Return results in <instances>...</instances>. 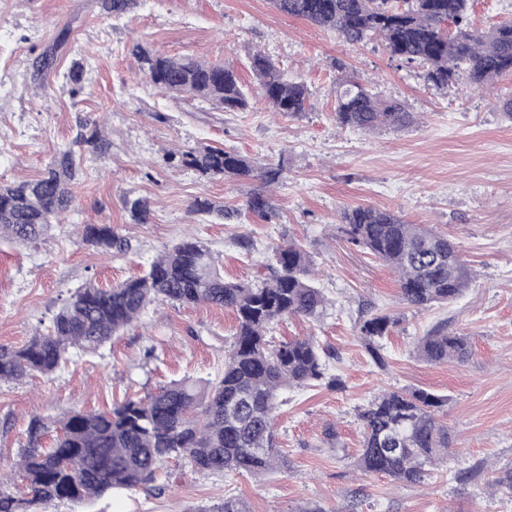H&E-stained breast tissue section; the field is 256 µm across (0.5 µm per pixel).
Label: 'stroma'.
<instances>
[{
  "label": "stroma",
  "instance_id": "obj_1",
  "mask_svg": "<svg viewBox=\"0 0 512 512\" xmlns=\"http://www.w3.org/2000/svg\"><path fill=\"white\" fill-rule=\"evenodd\" d=\"M135 39L172 56L232 63L248 84L247 55L263 52L305 82L311 107L288 118L259 100L245 112H216L173 99L128 56ZM76 61L85 71L73 97L66 76ZM341 73L401 102L416 123L400 131L340 127L333 110ZM510 97L512 75L490 92L463 78L434 90L422 65L391 59L381 40L348 44L269 0H139L121 19L103 15L98 0H0V180L39 176L92 120L104 121L112 143L105 157L84 158L75 208L47 236L0 239V345H23L48 327L78 286L120 283L187 236L211 250L225 279L245 282L276 244L293 241L312 255L327 304L317 319L282 320L269 336L315 337L328 373L342 381L285 392L275 434L287 472L255 479L171 462L158 475L159 492L123 490L35 512H209L228 495L247 512H299L307 502L325 512H512V491L494 484L512 468V116L503 108ZM203 145L277 166L280 180H209L165 161L166 152ZM130 191L151 201V223L130 222L122 204ZM257 193L271 204V221L248 211ZM198 196L240 215H193ZM359 205L447 233L476 273L471 287L445 307L404 305L390 270L338 230L343 210ZM79 224L117 226L130 248L103 255L79 242ZM244 234L254 243L248 255L237 245ZM379 311L399 319L381 341L382 367L359 338L361 320ZM440 324L470 337L468 361L416 358L414 341ZM235 325L233 313L217 307L153 305L97 352L72 350L53 375L0 382V474L16 463L32 416L108 410L186 376L218 379ZM391 387L448 399L440 412L453 438L448 458L414 487L351 465L362 439L358 408Z\"/></svg>",
  "mask_w": 512,
  "mask_h": 512
}]
</instances>
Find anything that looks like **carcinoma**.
I'll list each match as a JSON object with an SVG mask.
<instances>
[{"mask_svg": "<svg viewBox=\"0 0 512 512\" xmlns=\"http://www.w3.org/2000/svg\"><path fill=\"white\" fill-rule=\"evenodd\" d=\"M115 18L131 12L137 0H99ZM282 14L332 29L349 44L379 38L391 57L426 67V82L441 91L460 76L481 89L512 74V22L486 31L469 24L468 0H270ZM129 54L154 85L177 97L209 103L218 112L251 108L250 87L230 64L165 55L136 40ZM250 67L268 108L294 117L307 111L309 91L288 77L266 55H249ZM334 118L341 127L372 132L401 130L416 118L398 103L379 99L366 86L345 77L337 80ZM83 143L92 154L107 153L110 141L102 125ZM172 165L208 179H259L278 182L280 169L260 167L252 158L222 146L206 145L166 156ZM81 163L67 148L59 150L35 179L0 182V236L18 242L39 239L70 211L71 185ZM123 208L131 223L148 224L153 211L143 196L129 193ZM190 211L231 219L236 213L209 197H197ZM347 240L384 262L398 275L400 299L413 308L448 305L474 281L456 243L428 224H412L394 212L357 206L341 215ZM81 242L109 252L128 247L110 224H84ZM275 262L257 279H224L212 252L195 238L163 252L141 275L109 288L91 282L76 288L49 327L21 347L0 346V381L54 374L71 350L95 352L133 326L154 303L207 304L232 311L236 327L224 354V372L212 385L190 379L175 381L145 398H128L109 411L71 410L56 420L54 444L42 446L47 419L33 416L27 445L17 463L26 493L17 497L0 490V512H27L36 504L80 502L87 497L139 488L159 490L158 470L181 460L200 474H247L260 477L288 469V459L274 437L275 411L287 389L322 381L337 388V376L326 377L320 345L294 338L278 345L267 339L283 318H313L326 299L311 280L313 260L300 246L273 248ZM398 319L376 312L359 325V336L383 367L379 339ZM472 352L468 336L436 329L421 337L416 356L431 364L466 362ZM447 402L423 389H391L374 397L358 413L362 448L354 466L365 474H385L407 486L421 484L440 460L448 457V425L439 416ZM236 406L230 414L227 407Z\"/></svg>", "mask_w": 512, "mask_h": 512, "instance_id": "1", "label": "carcinoma"}]
</instances>
